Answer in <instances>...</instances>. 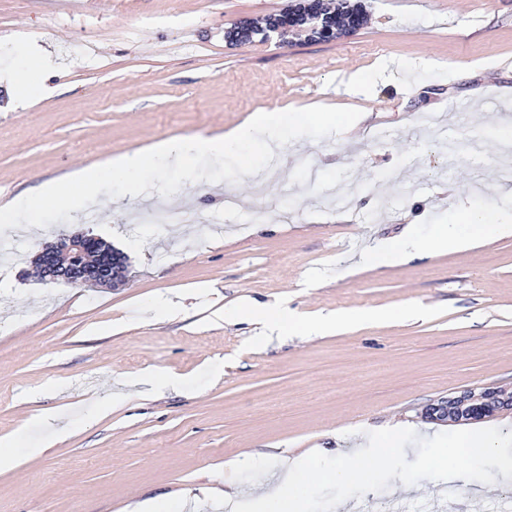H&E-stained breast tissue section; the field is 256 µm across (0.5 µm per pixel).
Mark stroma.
I'll list each match as a JSON object with an SVG mask.
<instances>
[{"mask_svg": "<svg viewBox=\"0 0 512 512\" xmlns=\"http://www.w3.org/2000/svg\"><path fill=\"white\" fill-rule=\"evenodd\" d=\"M298 0H0V79L12 49L47 46L56 91L11 99L0 82V206L34 185L155 142L224 133L256 112L355 108L352 133L300 138L274 182L184 183L196 224L142 223L149 195L99 194L93 221L0 235V512H232L310 452L339 455L398 424L427 439L424 408L512 386V231L426 259L365 255L407 228L425 237L458 203L512 219V167L493 132L512 122V0H348L367 20L325 42L253 36ZM372 74L366 94L338 81ZM458 98L461 111L448 107ZM72 232L127 258L126 281L34 277ZM306 319L370 321L264 337L229 317L249 301ZM414 314L393 317L400 307ZM512 481L430 479L371 493L377 508L493 512Z\"/></svg>", "mask_w": 512, "mask_h": 512, "instance_id": "stroma-1", "label": "stroma"}]
</instances>
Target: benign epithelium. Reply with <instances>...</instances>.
<instances>
[{
	"label": "benign epithelium",
	"mask_w": 512,
	"mask_h": 512,
	"mask_svg": "<svg viewBox=\"0 0 512 512\" xmlns=\"http://www.w3.org/2000/svg\"><path fill=\"white\" fill-rule=\"evenodd\" d=\"M317 2L309 0L308 4H301L288 14L270 21L266 33H275L281 37L286 34L302 35L309 41H329L353 30L357 9L347 8L348 17L341 19L336 15L322 13L317 8ZM86 246V238L79 232L58 238L53 245L36 255L43 275L72 282L83 281L86 271L81 257ZM124 274V266L117 259L112 265H103L96 279L103 285H112L121 281ZM504 407L512 408V388H485L478 392L471 389L428 404L424 415L443 424L460 423L490 417Z\"/></svg>",
	"instance_id": "benign-epithelium-1"
}]
</instances>
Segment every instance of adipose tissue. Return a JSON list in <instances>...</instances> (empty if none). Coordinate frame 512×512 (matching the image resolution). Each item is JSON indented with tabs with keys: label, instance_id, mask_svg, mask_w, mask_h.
Listing matches in <instances>:
<instances>
[{
	"label": "adipose tissue",
	"instance_id": "ef3b65f1",
	"mask_svg": "<svg viewBox=\"0 0 512 512\" xmlns=\"http://www.w3.org/2000/svg\"><path fill=\"white\" fill-rule=\"evenodd\" d=\"M23 66L20 75L11 79L8 89L12 96L24 98L34 95H48L53 91L48 83L47 73L39 57L26 52L22 55ZM499 220L491 213L469 210L457 213L450 227L438 229L426 240L407 238L385 247L388 255L432 256L459 247L463 242L497 232ZM235 317L247 322L265 323L282 333L321 334L337 324L336 318L328 317L315 322L300 319L285 309H268L250 305L234 309Z\"/></svg>",
	"mask_w": 512,
	"mask_h": 512
}]
</instances>
